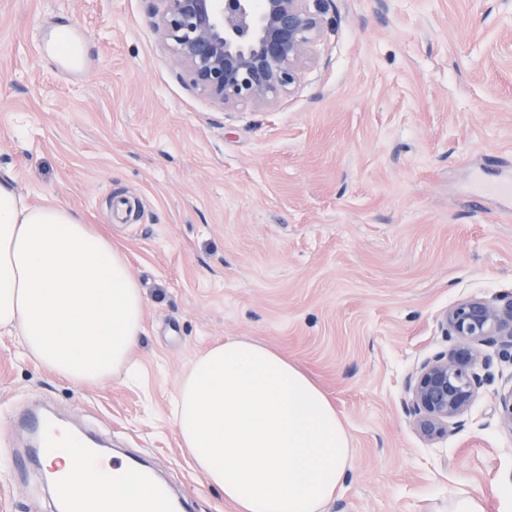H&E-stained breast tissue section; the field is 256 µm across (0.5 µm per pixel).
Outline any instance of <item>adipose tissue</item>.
I'll return each instance as SVG.
<instances>
[{
	"instance_id": "1",
	"label": "adipose tissue",
	"mask_w": 512,
	"mask_h": 512,
	"mask_svg": "<svg viewBox=\"0 0 512 512\" xmlns=\"http://www.w3.org/2000/svg\"><path fill=\"white\" fill-rule=\"evenodd\" d=\"M143 292L125 254L70 208L27 203L0 179V333L50 374L101 384L142 335ZM172 420L194 469L235 512H328L352 465L347 427L315 380L278 350L234 338L199 357ZM48 464L82 512H114L130 480L89 483L64 442Z\"/></svg>"
}]
</instances>
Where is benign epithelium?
<instances>
[{
  "label": "benign epithelium",
  "mask_w": 512,
  "mask_h": 512,
  "mask_svg": "<svg viewBox=\"0 0 512 512\" xmlns=\"http://www.w3.org/2000/svg\"><path fill=\"white\" fill-rule=\"evenodd\" d=\"M154 28L183 79L224 109L265 107L290 94L326 24L321 0H157ZM454 345L407 376V413L434 443L461 432L479 391L493 380L492 359L512 362V297L461 300L442 316ZM493 415L512 432V376L495 393Z\"/></svg>",
  "instance_id": "7a95c632"
}]
</instances>
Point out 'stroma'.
<instances>
[{
	"instance_id": "35a3bbf8",
	"label": "stroma",
	"mask_w": 512,
	"mask_h": 512,
	"mask_svg": "<svg viewBox=\"0 0 512 512\" xmlns=\"http://www.w3.org/2000/svg\"><path fill=\"white\" fill-rule=\"evenodd\" d=\"M289 96L225 109L188 86L151 0H0V178L53 200L128 258L145 299L130 361L95 386L0 335V512H51L15 415L149 460L193 512H234L171 419L194 360L248 336L302 366L351 435L330 512H500L512 432L482 388L463 432L412 429L409 372L449 342L460 300L512 294V0H324Z\"/></svg>"
}]
</instances>
